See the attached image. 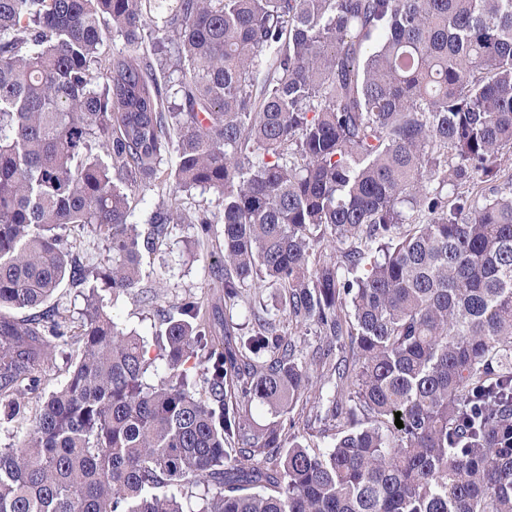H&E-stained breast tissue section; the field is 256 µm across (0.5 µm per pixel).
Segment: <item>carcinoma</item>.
<instances>
[{
  "label": "carcinoma",
  "mask_w": 512,
  "mask_h": 512,
  "mask_svg": "<svg viewBox=\"0 0 512 512\" xmlns=\"http://www.w3.org/2000/svg\"><path fill=\"white\" fill-rule=\"evenodd\" d=\"M511 150L512 0H0V430L37 403L0 512H512ZM171 224L224 225V303L268 278L317 327L324 413L264 318L217 338L186 299L152 358L115 323L95 281L138 287ZM66 279L81 355L42 397ZM130 193V192H129ZM132 206L135 207L133 221L140 224L143 232H147L150 224L146 223L147 216L157 203V196L151 191H133L130 193ZM69 240L73 241V252L82 267L96 265L105 255V243L86 231L72 230L68 232ZM81 288H71L67 281L60 291L52 298L48 303L42 306V309L59 305L60 309H67V315H70V319L75 321L73 326L78 324L79 312L83 307V300L81 296ZM320 424L316 423L312 428L307 429L303 427V423L300 420V424H296V427L290 429L289 433L297 435L299 440L310 446H316L318 448H330L334 441L331 437H323L320 435Z\"/></svg>",
  "instance_id": "1"
}]
</instances>
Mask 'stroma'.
Masks as SVG:
<instances>
[{
	"label": "stroma",
	"instance_id": "35a3bbf8",
	"mask_svg": "<svg viewBox=\"0 0 512 512\" xmlns=\"http://www.w3.org/2000/svg\"><path fill=\"white\" fill-rule=\"evenodd\" d=\"M223 240L222 225H215L208 241L196 239L190 224L170 225L165 237L144 257L145 274L138 291L115 296L111 312L128 329L136 331L147 346H155L162 324L154 310L140 301L142 292L157 293L159 307L170 308L183 299L193 298L202 304L212 322H230L250 332L255 316L275 319L280 330L291 332L303 353H311L318 341L315 326L298 328L280 309L281 290L269 282L248 288L243 298L225 304L218 276L217 252Z\"/></svg>",
	"mask_w": 512,
	"mask_h": 512
}]
</instances>
